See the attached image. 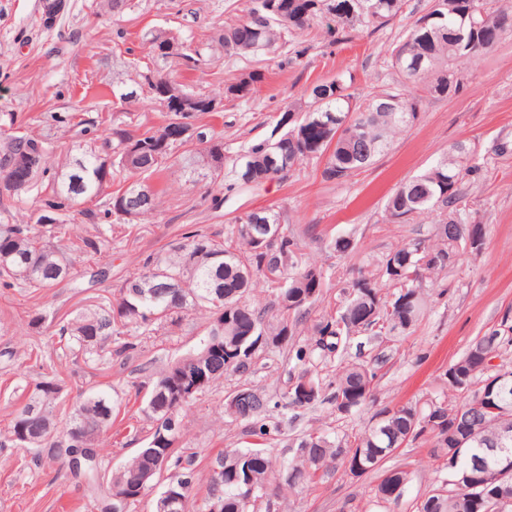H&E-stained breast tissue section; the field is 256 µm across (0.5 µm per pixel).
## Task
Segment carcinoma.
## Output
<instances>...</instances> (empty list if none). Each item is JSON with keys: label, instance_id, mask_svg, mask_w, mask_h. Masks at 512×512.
<instances>
[{"label": "carcinoma", "instance_id": "carcinoma-1", "mask_svg": "<svg viewBox=\"0 0 512 512\" xmlns=\"http://www.w3.org/2000/svg\"><path fill=\"white\" fill-rule=\"evenodd\" d=\"M406 0H247L244 20L224 26L220 41L224 55L247 57L269 51L285 38L324 26L323 39L333 47L357 29L379 31L403 12ZM512 35V6L499 0H431L405 37L391 50V87L362 96L342 76L315 83L307 99L285 111L269 137L245 147L224 166L221 134L197 125L199 117L215 112L216 97L206 91L181 92L167 97L176 81L146 71L144 86L151 99L162 105L167 121L161 127L132 134L116 126L92 143H77L65 159L49 165L43 144L15 136L0 154V196L20 201L37 178L53 173L51 192L42 200L33 224H0V286L23 290L53 288L71 277L77 265L92 262L93 275L109 277L111 265L103 246L112 235L126 232L123 224H106L98 238L75 234L61 246L54 242L61 231L75 230L62 220L73 209L89 220L96 211L88 202L108 198V211L130 221L151 217L160 206L161 191L144 179L163 171L177 147L189 142L201 146L198 155L185 159L181 171L195 180L219 183L224 197L247 185H259L272 176H288L305 163L325 159L321 177L338 185L365 171L387 149L393 138L418 120L421 93L447 97L461 93L463 67L492 51ZM152 49L163 58H178L194 65L203 53L186 52L177 38L159 31ZM262 73L252 70L224 84V98L245 99ZM482 167L471 163L466 144L454 145L448 154L420 175L403 182L388 198L385 212L393 223H407L421 215L437 213L434 238H414L387 252L347 277L336 271L342 284L341 307L314 320L308 337L301 338L303 319L323 298L327 271L305 259L303 236L290 227L283 212L273 208L248 211L234 218L224 233L201 228L184 233L186 243L147 257L142 269L126 277L117 295L89 304L58 323L74 358L95 370L112 368V361L128 360L144 339L173 336L191 314L207 319V333L196 351L150 374V391L144 412L151 422L144 447L99 482V449L110 438L116 403L105 392H91L68 412L66 427H57L67 381L56 370L40 374L27 386L26 401L13 418L0 447L37 449L36 461L69 458L83 449L92 457L69 467L75 480L91 488L101 512L119 506V512L139 500L130 494L123 505L113 491L150 473L144 491L160 486L158 496L177 490L182 502L169 512H190L191 492L198 479L193 455L179 448L181 416L224 374L247 375L258 361L275 354L288 361L286 389L272 396L246 384L231 391L224 413L245 423V433L256 441L244 448H227L213 464L224 470L217 481L206 477L207 496L198 512H257V502L271 506L282 492H303L328 473L331 464L343 475L360 479L378 474L375 503L398 504L413 479L410 463L389 466L399 449L414 443L428 445L435 476L419 496L415 512H512L494 496L497 489H512V438L506 455H493L504 430H512V380L496 394L488 392L491 360L512 346V314L475 337L465 354L439 376V391L414 403L379 409L360 432L339 434L329 429L303 431L292 441L295 452L278 460L266 446L271 429L267 420L290 410L309 409L326 402L334 413L348 417L374 400L381 356L371 361H348L345 351L354 336L372 341L402 335L424 317L431 298L447 289H428L440 274L453 269L474 245L484 247L485 230L471 220L463 180ZM128 185L112 194V180ZM261 281L271 296V306L255 303L251 292ZM266 336L270 343L245 361L229 365L226 349L246 348L251 338ZM339 362L334 377L324 369ZM178 373L203 379L190 399L174 404L177 389L170 381ZM509 411L492 412L491 405ZM173 472L164 483L160 462Z\"/></svg>", "mask_w": 512, "mask_h": 512}]
</instances>
